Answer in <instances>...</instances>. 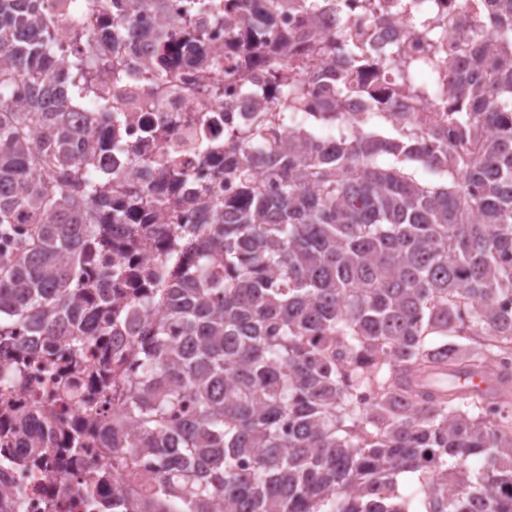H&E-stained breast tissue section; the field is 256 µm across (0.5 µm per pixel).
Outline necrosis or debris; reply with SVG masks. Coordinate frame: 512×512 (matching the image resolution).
<instances>
[{"label":"necrosis or debris","instance_id":"necrosis-or-debris-1","mask_svg":"<svg viewBox=\"0 0 512 512\" xmlns=\"http://www.w3.org/2000/svg\"><path fill=\"white\" fill-rule=\"evenodd\" d=\"M186 2L166 0L165 12L145 8L137 13L133 22H123L114 30L104 31V41L119 38L126 59L137 63L151 59L155 53L151 31H162L166 44L175 53L173 67L180 71L181 83L178 89L165 93L156 84L143 80L108 87L113 105L134 115L135 120L124 130L123 151L103 156L101 170L117 173L129 180L145 181V173L126 162L127 155L154 150L153 143L141 132L138 119L142 116L158 117L166 112L211 114L214 118L211 138L215 141L223 140L226 130L251 123L257 98L243 93L242 83L248 79L258 87H265L272 56L266 53L247 55L238 48L226 46L224 20L214 14L200 13L193 17L191 26H184L182 17ZM364 2L307 0L304 9L272 16L270 27L274 34L288 36L298 47L307 43V32L312 28L322 38L335 36L350 26L364 32L370 38L376 55L365 61L354 77L366 86L367 93L343 99L340 110L346 118L359 120L377 109L385 121L394 124L405 119V103L394 91L396 71L385 70L378 59L379 54L404 45L412 57L422 56L424 48L416 19L429 13L451 17L458 28L457 33L448 35L445 41L447 58L457 64H465L466 50L470 47L491 58L497 55L498 48L483 37L482 32L489 19L508 12L505 0H481V7L477 10L470 8L469 0H400L399 8L391 9L384 17L379 11L367 10ZM191 27L205 31L203 42L189 44L187 30ZM218 51L223 52L225 60L222 67L214 69L212 76L223 82L225 95L214 98L199 91L195 84L197 73L190 61L199 55L212 57ZM56 389L55 369L34 361L21 380L0 379V402L27 409L31 406L29 391L37 390L52 397ZM108 462V457L103 456L99 448L97 430L91 427L87 430L86 446L76 457H68L66 451L59 448L48 460L22 472L1 467L0 482L14 483L23 494L17 502L0 506V512H46V502L52 497L62 499L68 512H89L82 490L100 476Z\"/></svg>","mask_w":512,"mask_h":512}]
</instances>
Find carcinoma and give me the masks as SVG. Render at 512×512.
Listing matches in <instances>:
<instances>
[{"instance_id":"carcinoma-1","label":"carcinoma","mask_w":512,"mask_h":512,"mask_svg":"<svg viewBox=\"0 0 512 512\" xmlns=\"http://www.w3.org/2000/svg\"><path fill=\"white\" fill-rule=\"evenodd\" d=\"M239 2L224 0L225 29L255 53L265 39L231 14ZM46 8L0 0V360L11 353L16 379L46 354L31 337L55 342L59 400L93 417L88 378L117 407L101 447L127 487L89 486L100 512H512V392L452 382L495 363L512 380V21L487 31L500 54L448 102L430 160L412 124L379 132L373 114L348 129L337 98L366 90L345 71L308 115L290 61L270 72L275 105L223 144L209 141V115L167 112L146 127L160 146L184 123L201 132L195 171L161 150L129 158L162 171L150 188L95 174L130 120L98 89L103 73L171 82L164 40L145 65L118 63L116 41L109 57L77 52L57 72ZM417 23L425 53L398 56L399 91L439 109L449 21ZM323 48L350 67L373 52L352 29L307 52ZM326 132L334 154L314 147ZM218 153L224 170L182 192ZM404 162L446 182H419ZM225 175L242 192L223 201ZM30 398L35 416L0 408V442L24 448L3 465L84 447L77 429L48 436L55 405ZM145 465L147 493L132 479ZM402 472L419 473L423 497L398 492Z\"/></svg>"}]
</instances>
